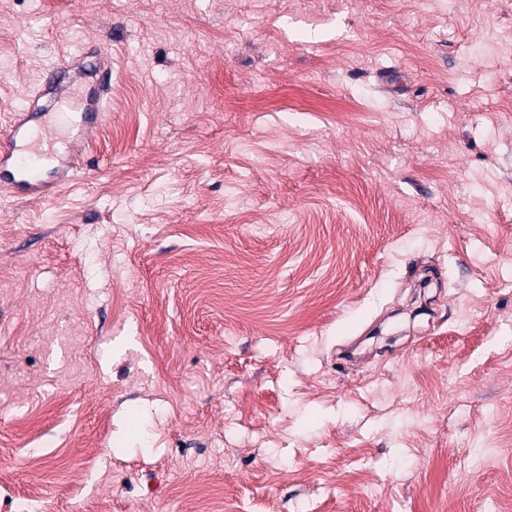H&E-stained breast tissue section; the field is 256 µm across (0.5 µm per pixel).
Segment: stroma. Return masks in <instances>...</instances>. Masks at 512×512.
Instances as JSON below:
<instances>
[{
	"instance_id": "stroma-1",
	"label": "stroma",
	"mask_w": 512,
	"mask_h": 512,
	"mask_svg": "<svg viewBox=\"0 0 512 512\" xmlns=\"http://www.w3.org/2000/svg\"><path fill=\"white\" fill-rule=\"evenodd\" d=\"M78 48V173L0 191V512H501L512 0H0V130ZM95 77V88L87 100V104L83 105L82 112H73L69 117V113L64 114L65 121L69 117V121L73 125H77L82 129L87 130V135L91 137V132L94 127L97 126L98 121L102 118L103 112H105V106L107 96L112 85V67H107L104 70H100L96 67L91 69L90 73Z\"/></svg>"
}]
</instances>
